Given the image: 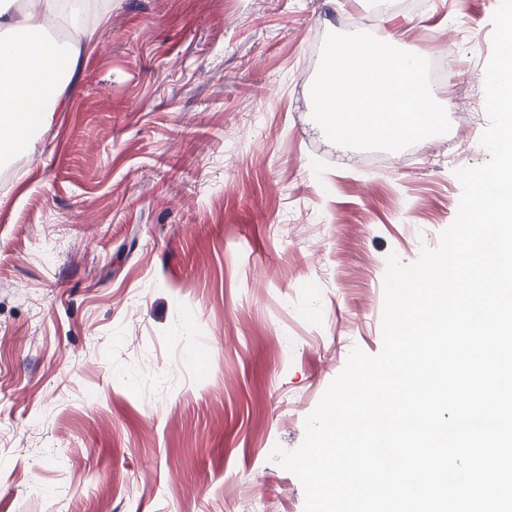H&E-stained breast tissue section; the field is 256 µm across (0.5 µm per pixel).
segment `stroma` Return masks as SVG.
Segmentation results:
<instances>
[{
  "label": "stroma",
  "mask_w": 512,
  "mask_h": 512,
  "mask_svg": "<svg viewBox=\"0 0 512 512\" xmlns=\"http://www.w3.org/2000/svg\"><path fill=\"white\" fill-rule=\"evenodd\" d=\"M109 0L33 149L0 159V512H304L272 460L353 348L389 255L484 164L499 0ZM397 33L456 72L451 129L389 165L330 142L327 34ZM472 114L462 125L461 112Z\"/></svg>",
  "instance_id": "35a3bbf8"
}]
</instances>
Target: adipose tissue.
<instances>
[{
	"instance_id": "1",
	"label": "adipose tissue",
	"mask_w": 512,
	"mask_h": 512,
	"mask_svg": "<svg viewBox=\"0 0 512 512\" xmlns=\"http://www.w3.org/2000/svg\"><path fill=\"white\" fill-rule=\"evenodd\" d=\"M51 23L70 30L67 47L44 38ZM89 36L77 13L62 9L61 0H37L14 13L0 10V154L32 145L80 43Z\"/></svg>"
}]
</instances>
